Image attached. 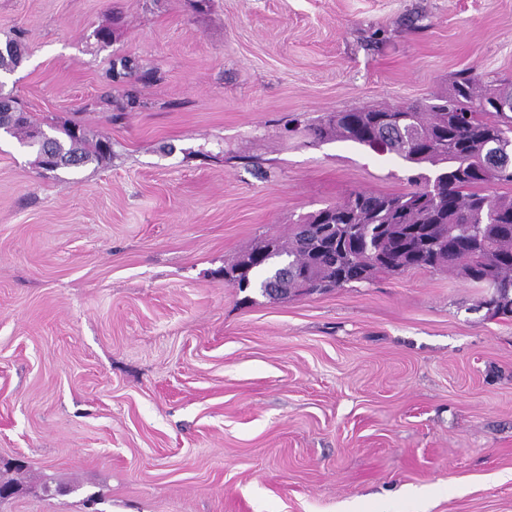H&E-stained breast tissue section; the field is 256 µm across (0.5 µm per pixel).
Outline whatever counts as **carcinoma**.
I'll use <instances>...</instances> for the list:
<instances>
[{
	"mask_svg": "<svg viewBox=\"0 0 512 512\" xmlns=\"http://www.w3.org/2000/svg\"><path fill=\"white\" fill-rule=\"evenodd\" d=\"M20 62L11 42L0 49V73ZM512 85L459 74L435 103L336 112L314 129L319 138L348 140L394 154L419 170L400 193L354 191L292 225L288 239L265 233L234 262L224 283L286 298L369 282L381 272L452 270L483 285L495 315L512 316V113L496 106ZM30 141L41 129L24 112L7 121ZM78 123L58 132L36 155L56 168L78 169L108 158ZM271 245L283 263L260 257Z\"/></svg>",
	"mask_w": 512,
	"mask_h": 512,
	"instance_id": "carcinoma-1",
	"label": "carcinoma"
}]
</instances>
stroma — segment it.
<instances>
[{
    "label": "stroma",
    "instance_id": "stroma-1",
    "mask_svg": "<svg viewBox=\"0 0 512 512\" xmlns=\"http://www.w3.org/2000/svg\"><path fill=\"white\" fill-rule=\"evenodd\" d=\"M10 40L5 92L112 155L45 170L0 136V467L25 483L0 512H512V318L483 289L412 270L272 300L221 274L406 190L313 127L512 80V0H0Z\"/></svg>",
    "mask_w": 512,
    "mask_h": 512
}]
</instances>
